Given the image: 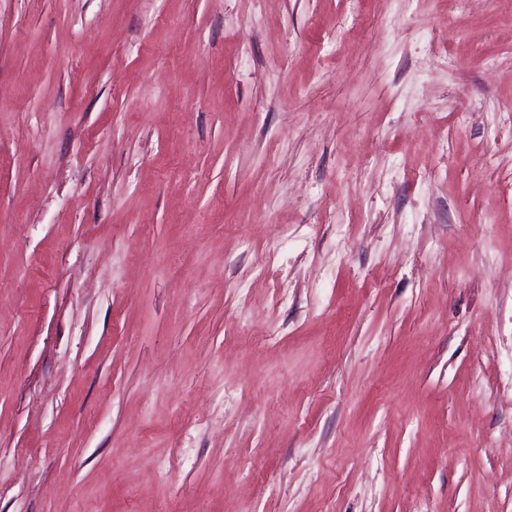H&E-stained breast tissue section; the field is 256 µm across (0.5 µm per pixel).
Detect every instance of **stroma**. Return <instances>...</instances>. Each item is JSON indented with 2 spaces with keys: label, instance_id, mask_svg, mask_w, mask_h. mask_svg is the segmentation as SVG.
I'll list each match as a JSON object with an SVG mask.
<instances>
[{
  "label": "stroma",
  "instance_id": "35a3bbf8",
  "mask_svg": "<svg viewBox=\"0 0 512 512\" xmlns=\"http://www.w3.org/2000/svg\"><path fill=\"white\" fill-rule=\"evenodd\" d=\"M0 512H512V0H0Z\"/></svg>",
  "mask_w": 512,
  "mask_h": 512
}]
</instances>
